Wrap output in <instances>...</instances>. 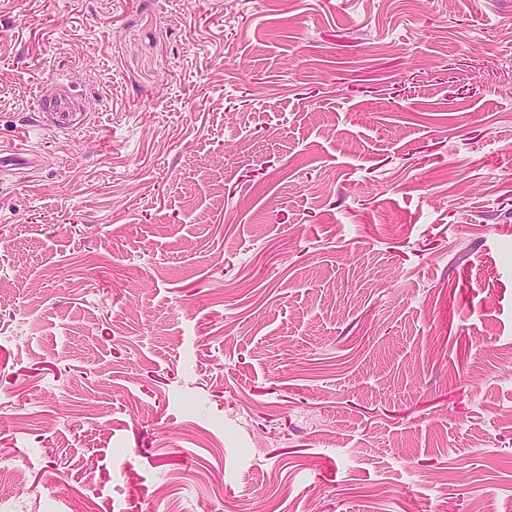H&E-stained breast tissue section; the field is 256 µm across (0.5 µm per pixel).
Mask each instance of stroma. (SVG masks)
Masks as SVG:
<instances>
[{
    "mask_svg": "<svg viewBox=\"0 0 512 512\" xmlns=\"http://www.w3.org/2000/svg\"><path fill=\"white\" fill-rule=\"evenodd\" d=\"M0 141V512H512V0H0ZM38 112L49 113L57 124H66L70 112H81L76 97L65 82H59L55 95L47 99L39 98ZM42 162V156L32 146L0 143V176L16 174L21 170H30Z\"/></svg>",
    "mask_w": 512,
    "mask_h": 512,
    "instance_id": "obj_1",
    "label": "stroma"
}]
</instances>
